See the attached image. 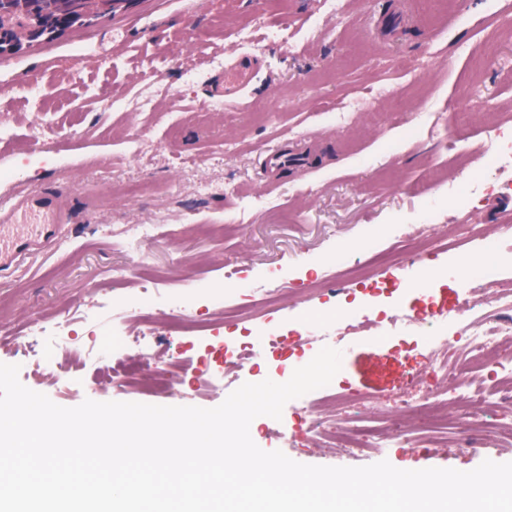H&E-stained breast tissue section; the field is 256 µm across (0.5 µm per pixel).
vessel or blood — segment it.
I'll use <instances>...</instances> for the list:
<instances>
[{
    "label": "vessel or blood",
    "instance_id": "vessel-or-blood-1",
    "mask_svg": "<svg viewBox=\"0 0 512 512\" xmlns=\"http://www.w3.org/2000/svg\"><path fill=\"white\" fill-rule=\"evenodd\" d=\"M251 73V66L245 64L226 70L213 84V99H240ZM67 220L55 195L46 190L27 188L8 202H0V222L20 227L19 232L0 242V272L19 266L35 250L57 242Z\"/></svg>",
    "mask_w": 512,
    "mask_h": 512
}]
</instances>
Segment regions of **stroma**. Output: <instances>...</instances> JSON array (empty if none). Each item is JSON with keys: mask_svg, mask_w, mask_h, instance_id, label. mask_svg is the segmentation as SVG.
<instances>
[{"mask_svg": "<svg viewBox=\"0 0 512 512\" xmlns=\"http://www.w3.org/2000/svg\"><path fill=\"white\" fill-rule=\"evenodd\" d=\"M266 25L246 43L236 40L255 15ZM123 41L114 44V33ZM261 56L243 102L217 103L211 82L228 58ZM484 55L477 77L469 59ZM402 99L406 118L389 112ZM479 112L458 141L455 113ZM367 112L381 122H364ZM0 196L16 182L56 193L68 215L60 245L0 275V363L19 365V379L55 404L84 400L144 402V395L101 382L87 356L94 332L128 336L121 312L140 288L139 254L124 243L133 224H156L144 253L172 293L214 319L225 272L236 270L248 303L255 288L283 291L280 309L258 315L254 331L286 337L284 351L225 377L217 359L223 343L244 338L225 323L190 335L170 329L157 353H178L182 364L208 359L199 382L177 376L171 406L213 408L243 383L279 380L308 363L318 345L298 350L293 336L305 322L336 334L351 316L374 325L338 342L341 369L330 383L358 402L362 417L395 410L415 396L418 382L452 326L395 330L384 311L414 298L422 268L497 251L499 287L512 289V223L498 218L508 200L512 165L496 163L512 147V0H454L435 24L416 0H135L127 10L89 27H73L16 55H0ZM235 140V154L224 143ZM277 145L309 157L297 170H275L265 151ZM465 149L476 188L460 205L446 175ZM434 177L431 194L419 185ZM147 182L135 200L122 183ZM426 226L430 250L420 257L380 252L409 226ZM342 259L378 282L371 290L343 273L323 288L315 277ZM128 276L113 279L112 269ZM92 312L79 322L67 349L51 355L49 375H32L31 356L14 349L31 321ZM314 390L288 403V426L268 416L250 425L263 450L282 451L311 465L364 466L382 460L403 470L475 469L483 460L512 462V441L486 438L465 446L419 435L415 448L332 450L310 426Z\"/></svg>", "mask_w": 512, "mask_h": 512, "instance_id": "stroma-1", "label": "stroma"}]
</instances>
